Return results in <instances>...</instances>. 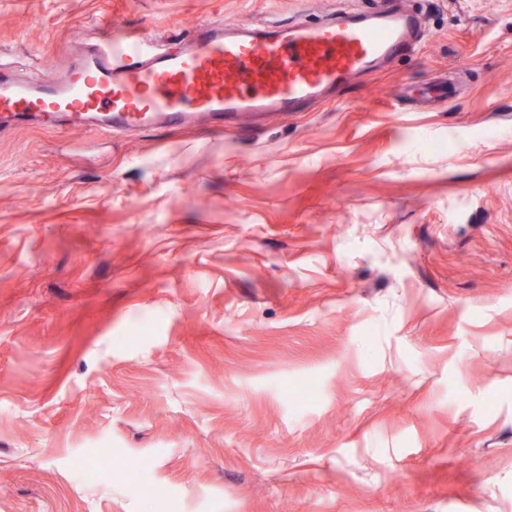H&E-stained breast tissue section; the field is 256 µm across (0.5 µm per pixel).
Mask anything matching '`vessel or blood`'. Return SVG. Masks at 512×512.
Masks as SVG:
<instances>
[{
    "label": "vessel or blood",
    "instance_id": "b4317fda",
    "mask_svg": "<svg viewBox=\"0 0 512 512\" xmlns=\"http://www.w3.org/2000/svg\"><path fill=\"white\" fill-rule=\"evenodd\" d=\"M413 35L397 9L310 21L194 26L188 37L111 32L77 37L61 67L32 73L0 61V126L34 124L127 134L147 127L285 115L396 56Z\"/></svg>",
    "mask_w": 512,
    "mask_h": 512
}]
</instances>
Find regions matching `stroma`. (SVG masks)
Returning <instances> with one entry per match:
<instances>
[{"label":"stroma","mask_w":512,"mask_h":512,"mask_svg":"<svg viewBox=\"0 0 512 512\" xmlns=\"http://www.w3.org/2000/svg\"><path fill=\"white\" fill-rule=\"evenodd\" d=\"M403 2L287 117L0 130V512H512V0ZM371 5L0 0V58Z\"/></svg>","instance_id":"1"}]
</instances>
